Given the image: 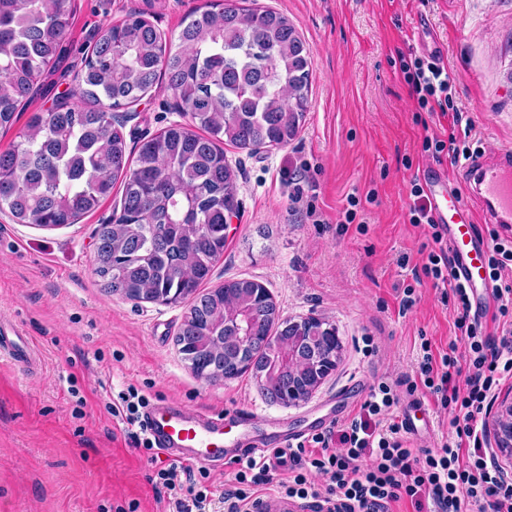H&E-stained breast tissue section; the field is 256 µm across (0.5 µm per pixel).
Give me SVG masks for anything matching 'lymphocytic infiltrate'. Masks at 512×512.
I'll return each instance as SVG.
<instances>
[{
	"instance_id": "f902f5d3",
	"label": "lymphocytic infiltrate",
	"mask_w": 512,
	"mask_h": 512,
	"mask_svg": "<svg viewBox=\"0 0 512 512\" xmlns=\"http://www.w3.org/2000/svg\"><path fill=\"white\" fill-rule=\"evenodd\" d=\"M399 68L421 111H448L461 123L462 114L454 109L456 78L445 67L416 57L401 60ZM423 193L413 184L410 221L427 225L433 241L421 271L439 289L442 304L458 310L466 362L447 353L434 357L430 344L422 343L416 379L378 382L351 421L304 437L288 453L236 460L232 487L224 492L197 484L191 468L156 469L150 480L157 493L166 494L171 512H209L217 496L224 512H251L262 491L271 488L327 512H390L399 501L408 502L413 512H512V482L488 456L485 429L501 381L512 378V281L502 279L512 265V239L496 230L490 234L487 264L498 317V333L492 336L483 333L480 315L471 311L468 291L457 280L458 258L442 247ZM401 385L411 395L425 390L449 414L453 435L440 448L423 450L408 440L404 422L395 415ZM148 405V398L130 386L119 392L110 411L136 447L150 450Z\"/></svg>"
}]
</instances>
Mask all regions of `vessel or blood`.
Wrapping results in <instances>:
<instances>
[{"label":"vessel or blood","mask_w":512,"mask_h":512,"mask_svg":"<svg viewBox=\"0 0 512 512\" xmlns=\"http://www.w3.org/2000/svg\"><path fill=\"white\" fill-rule=\"evenodd\" d=\"M476 206L489 220L512 231V152H502L495 162H481L472 170ZM432 192L441 197L434 216L448 228V238L460 258L457 277L466 286L474 310L484 311L492 291L487 268L488 243L478 238L471 216L459 195L438 180ZM148 432L159 448L184 461L209 466L263 453L265 443L255 434L247 415L213 414L190 410L171 402L148 408Z\"/></svg>","instance_id":"vessel-or-blood-1"}]
</instances>
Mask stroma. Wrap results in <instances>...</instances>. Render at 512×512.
Listing matches in <instances>:
<instances>
[{
    "mask_svg": "<svg viewBox=\"0 0 512 512\" xmlns=\"http://www.w3.org/2000/svg\"><path fill=\"white\" fill-rule=\"evenodd\" d=\"M206 0H68L71 31L56 71L16 126L69 90L86 48L107 27L142 12L177 35ZM288 17L312 57L308 111L287 146L224 152L237 163L240 208L213 284L250 278L271 292L282 318H320L341 344L336 367L305 401L266 398L252 374L208 382L195 377L175 344L186 304L134 302L107 293L95 273V230L121 196L55 229L14 223L0 213V322L40 353L26 367L0 354V512H168L149 477L174 458L135 447L109 407L135 386L150 401L249 414L256 429L280 422L298 430L309 412L346 392L357 396L389 376L414 375L422 340L433 352L457 343L453 307L430 281L414 284L427 232L410 222L414 178H449L471 205L465 159L429 157L424 137L455 135L457 149L495 160L512 144V0H252ZM438 56L457 78L450 115L422 116L396 59ZM170 92L146 95L126 122L140 138L189 123ZM359 217L339 232L349 194ZM300 202H292V195ZM408 265H401V258ZM416 306L401 312V290ZM373 337L377 352L365 349Z\"/></svg>",
    "mask_w": 512,
    "mask_h": 512,
    "instance_id": "stroma-1",
    "label": "stroma"
}]
</instances>
